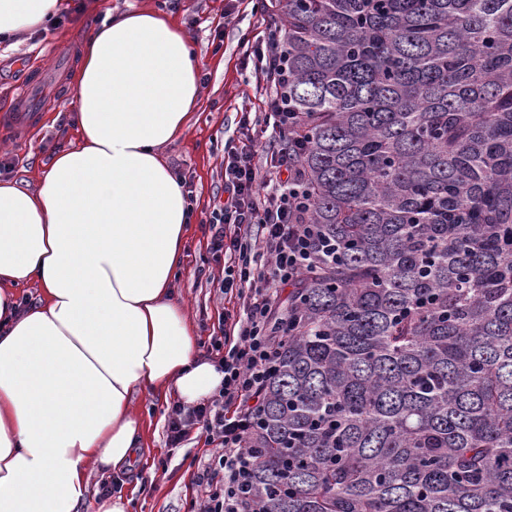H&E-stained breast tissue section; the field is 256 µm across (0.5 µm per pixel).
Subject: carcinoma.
<instances>
[{
  "instance_id": "obj_1",
  "label": "carcinoma",
  "mask_w": 512,
  "mask_h": 512,
  "mask_svg": "<svg viewBox=\"0 0 512 512\" xmlns=\"http://www.w3.org/2000/svg\"><path fill=\"white\" fill-rule=\"evenodd\" d=\"M327 256L289 285L249 512H512V0H278Z\"/></svg>"
}]
</instances>
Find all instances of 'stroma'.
<instances>
[{
    "label": "stroma",
    "mask_w": 512,
    "mask_h": 512,
    "mask_svg": "<svg viewBox=\"0 0 512 512\" xmlns=\"http://www.w3.org/2000/svg\"><path fill=\"white\" fill-rule=\"evenodd\" d=\"M268 3L244 0L233 14L231 0H62V24L20 35L10 47L0 43V178L16 179L31 189L53 158L79 141L71 119L75 84L70 81L62 87L57 78L66 71L76 72L79 45L106 10L160 11L193 45L203 65L196 120L165 149L164 158L176 177L192 187L195 220L188 228L183 271L173 294L187 304L203 353L211 347L217 312L224 305L210 282L211 277L223 275L224 264L214 261L207 247L208 203L224 193V146L239 138L240 112H262L270 93L269 87L258 84L252 65L243 59L245 42H259L267 35L262 20ZM218 30L223 33L219 47L213 44ZM30 82L39 85L33 105L39 119L32 125L5 119L11 95ZM170 411V404L158 395L142 404L144 446L135 468L122 475L124 490L135 493L138 512H190L192 508L195 463L209 448L200 441L168 447Z\"/></svg>",
    "instance_id": "stroma-1"
}]
</instances>
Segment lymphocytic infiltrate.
Wrapping results in <instances>:
<instances>
[{
    "mask_svg": "<svg viewBox=\"0 0 512 512\" xmlns=\"http://www.w3.org/2000/svg\"><path fill=\"white\" fill-rule=\"evenodd\" d=\"M286 52V37L278 30L245 49L259 80L275 93L263 116L242 114L239 124L247 142L229 153L225 197L213 202L208 219L209 250L225 259L218 289L238 297L236 307L219 312L220 336L211 345L224 384L212 401L192 409L173 406L167 424L170 447H180L195 433L212 448L192 477L196 512H247L255 457L246 443L264 384L278 367L276 329L287 319L279 290L320 255V230L304 221L310 203L293 156L282 149L268 151L253 133L261 124L279 134L296 119L288 110Z\"/></svg>",
    "mask_w": 512,
    "mask_h": 512,
    "instance_id": "1",
    "label": "lymphocytic infiltrate"
}]
</instances>
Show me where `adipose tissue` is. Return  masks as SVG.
<instances>
[{
	"label": "adipose tissue",
	"mask_w": 512,
	"mask_h": 512,
	"mask_svg": "<svg viewBox=\"0 0 512 512\" xmlns=\"http://www.w3.org/2000/svg\"><path fill=\"white\" fill-rule=\"evenodd\" d=\"M61 0H0V42ZM201 63L154 10L105 15L75 75L80 143L37 190L0 181V512H132L90 497L131 468L139 394L192 406L224 374L197 353L173 293L192 206L161 157L195 119ZM41 298L21 309L17 288Z\"/></svg>",
	"instance_id": "obj_1"
}]
</instances>
